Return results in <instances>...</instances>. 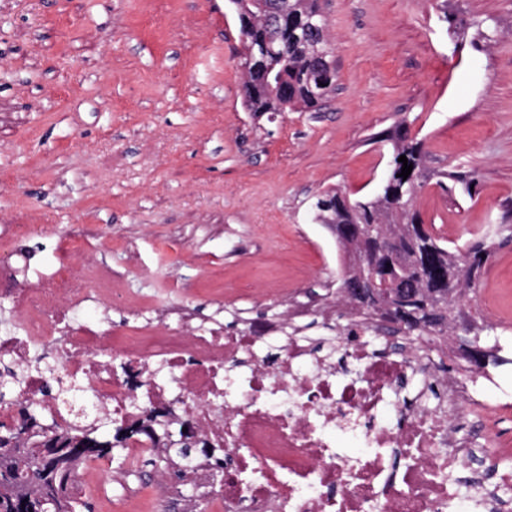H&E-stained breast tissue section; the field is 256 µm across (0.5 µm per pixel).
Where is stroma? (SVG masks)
Returning <instances> with one entry per match:
<instances>
[{"instance_id":"35a3bbf8","label":"stroma","mask_w":512,"mask_h":512,"mask_svg":"<svg viewBox=\"0 0 512 512\" xmlns=\"http://www.w3.org/2000/svg\"><path fill=\"white\" fill-rule=\"evenodd\" d=\"M336 88L321 111L258 115L243 105V44L227 0H0V231L84 224L92 259L143 300L191 289L196 321L233 296L276 320L266 295L329 312L344 253L314 223L312 198L372 196L403 125L431 173L476 172L475 195L426 185L415 206L434 234L499 247L469 303L498 329L499 365L469 414L512 448V0H320ZM466 22L463 38L443 20ZM487 33L481 50L473 38ZM168 449L129 470L80 468L88 512L129 495L199 512L215 493L176 479Z\"/></svg>"}]
</instances>
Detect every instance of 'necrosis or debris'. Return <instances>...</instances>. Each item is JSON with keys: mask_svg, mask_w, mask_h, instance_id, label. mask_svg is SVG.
I'll list each match as a JSON object with an SVG mask.
<instances>
[{"mask_svg": "<svg viewBox=\"0 0 512 512\" xmlns=\"http://www.w3.org/2000/svg\"><path fill=\"white\" fill-rule=\"evenodd\" d=\"M36 232L52 238L51 254L27 287H14L13 245ZM95 248L78 224H13L0 239V291L19 317L0 332V355L25 371L23 396L55 413L31 358L36 347L58 341L61 377L86 382L112 418H128L141 400L171 403L222 443L226 464L216 480L224 512H463L450 476L473 450L456 436L468 387L439 374L427 343L402 354L375 348L372 320L361 314L319 357L294 331L271 341L248 323L233 332L218 320L195 325L182 306L167 321L135 300L110 267L79 264ZM92 300L128 310L130 321L104 335L77 316ZM273 348L280 361L272 369L266 358ZM108 350L123 360V371L103 359ZM164 369L176 372V384L161 377ZM407 379L419 384L413 407L391 397ZM388 408L401 415L398 429L378 422ZM332 430L364 443L366 452L339 454L327 437ZM470 487L483 512H512L508 462L473 476Z\"/></svg>", "mask_w": 512, "mask_h": 512, "instance_id": "1", "label": "necrosis or debris"}]
</instances>
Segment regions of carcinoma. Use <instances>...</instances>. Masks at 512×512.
<instances>
[{"mask_svg": "<svg viewBox=\"0 0 512 512\" xmlns=\"http://www.w3.org/2000/svg\"><path fill=\"white\" fill-rule=\"evenodd\" d=\"M321 12L318 0H289L288 11H276V0H252L247 8L237 14L239 24L249 30L243 44L244 56L257 51L268 35V20H273L278 40L276 54L264 60L263 69H248L244 77V107L249 112H312L320 109L334 89L336 73L319 58L315 46H329L328 37H319L306 32L308 19ZM382 141L392 146L388 172L377 193L372 197L350 199L345 193L329 189L314 197L310 204L313 220L318 224H374L385 226L389 231L406 224H422L420 212L414 209L417 194L430 179L424 166L423 143L409 137L407 131L398 127L382 136ZM406 156L413 166L410 175L399 177ZM449 179L471 192L475 177L471 173H443L437 184L444 185ZM431 247L436 256L430 260L436 275L455 276L460 291L467 292L480 280L485 265L494 250V242L477 235L466 248L450 247L445 241L426 233V238L414 244L411 253L416 260L423 261V249ZM441 322L437 326L414 332L416 336H451L449 324L452 305L440 312ZM59 367L53 366L45 372L54 376L58 385V396L62 402L76 406V397L83 387L57 376ZM24 373L8 362H3L0 371V400L20 391ZM16 422L10 426L0 423V512H9V503L16 491L23 489L52 499L57 512H82L85 503L72 494L75 477L82 465L89 461L112 459L114 449L123 448L127 441L136 439L148 442L151 447H160L153 436L138 430L122 434V424H117L109 438L98 434V421L89 419L84 408H79L73 421L63 427L53 423L46 425L33 401L14 403ZM53 436L68 445L91 443L97 451L90 455H75L62 461L48 471L39 456L44 439Z\"/></svg>", "mask_w": 512, "mask_h": 512, "instance_id": "carcinoma-1", "label": "carcinoma"}]
</instances>
